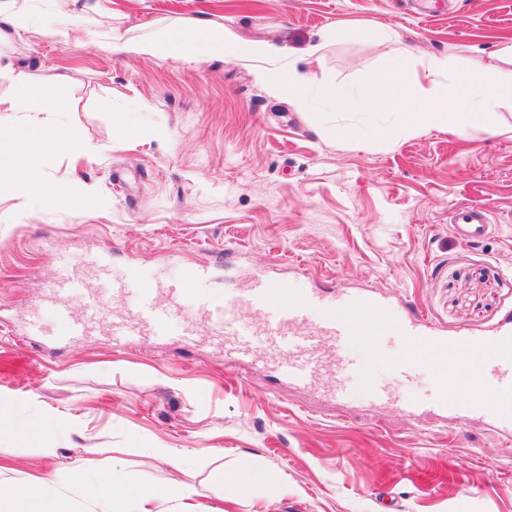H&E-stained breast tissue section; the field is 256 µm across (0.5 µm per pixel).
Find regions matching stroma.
I'll use <instances>...</instances> for the list:
<instances>
[{"instance_id":"stroma-1","label":"stroma","mask_w":512,"mask_h":512,"mask_svg":"<svg viewBox=\"0 0 512 512\" xmlns=\"http://www.w3.org/2000/svg\"><path fill=\"white\" fill-rule=\"evenodd\" d=\"M79 42L33 28L0 38L15 71L0 72V138L28 112L10 111L13 85L33 82L65 106L40 114L67 123L84 155L52 147L43 178L74 190L71 206L38 204L0 186V460L18 478L61 467L106 481L112 469L164 489L166 465L150 448L182 451L195 472L197 512H512V434L464 405L471 381L446 388L432 368L398 385L369 342L352 351L369 375L423 402L411 416L358 391L337 404L326 382L289 383L271 365L230 364L206 338L113 341L107 328L59 345L29 332L44 286L70 266L104 308L129 312L136 290L114 299L111 280L131 267L161 288L182 267L207 271L214 298L257 277L291 288L365 293L404 303L442 335L496 334L512 321V111L495 134L405 131L386 112L299 108L257 85L249 63L113 53L102 38L189 26L201 17L248 40L285 44L318 81L358 89L402 53L494 56L512 45V0H71ZM397 31L399 41L380 35ZM322 43L319 61L305 51ZM135 112L140 130H121ZM351 124L370 144L342 137ZM463 204L492 224L476 243L451 230ZM109 253L112 278L91 266ZM69 432L55 455L20 423ZM262 474L288 489L268 502L253 484L238 502L214 486L215 468Z\"/></svg>"}]
</instances>
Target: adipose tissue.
<instances>
[{
	"label": "adipose tissue",
	"instance_id": "obj_1",
	"mask_svg": "<svg viewBox=\"0 0 512 512\" xmlns=\"http://www.w3.org/2000/svg\"><path fill=\"white\" fill-rule=\"evenodd\" d=\"M111 40L113 51L118 53L163 54L187 61L212 57L253 61L258 84L275 95L291 93L302 107L321 101L342 112L356 98L350 91L309 82L293 67L285 72L267 69L262 59L288 54V47L243 40L231 29H216L207 19L197 20L189 28L171 27L159 39L149 34L129 38L115 32ZM421 69L423 79L418 82L410 80L401 65H393L373 76L357 99L369 111L396 114L407 130L437 129L457 135L477 128L493 131L494 113L501 108L512 109V46L491 59L474 60L465 66L452 57H432L422 61ZM50 145L77 155L83 151L67 125H16L9 142L0 143V182L36 200L46 199L65 207L72 202L71 194L46 181L31 163ZM152 453L171 470L161 493L150 485L131 482L122 471L115 470L106 483L87 495L80 478L48 468L42 470L35 488L17 485L8 494L16 505L15 512H162L163 499L182 504L193 499L196 489L183 454L157 446Z\"/></svg>",
	"mask_w": 512,
	"mask_h": 512
}]
</instances>
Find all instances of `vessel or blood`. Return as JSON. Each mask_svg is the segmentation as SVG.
<instances>
[{
	"label": "vessel or blood",
	"instance_id": "obj_1",
	"mask_svg": "<svg viewBox=\"0 0 512 512\" xmlns=\"http://www.w3.org/2000/svg\"><path fill=\"white\" fill-rule=\"evenodd\" d=\"M450 220L454 233L467 242L481 240L491 222L489 213L477 206L455 209ZM204 278L203 269L188 268L180 279L168 284V301L163 305L155 302L154 289L142 288L137 312L113 316V335L174 336L192 342L204 328L210 341L223 348L225 358L232 361L263 359L303 386L331 376L333 394L341 402L349 399L358 384L374 402L389 403L395 399L394 388L368 376L350 349L363 327L355 315L369 309L378 314L403 350L420 352L419 357L400 365L403 380H410L419 364L427 361L433 362L436 374L443 379L463 365L477 363L480 384L491 400L486 404L474 402V410L490 413L498 431L512 432V336H468L451 341L425 319H410L403 308L368 295L342 292L333 302L324 303L313 291L290 289L263 278L243 291L216 300L201 295ZM81 285V280L69 272L61 275L46 294L45 300L54 310L50 333L53 341L67 344L93 333L99 306L89 304L79 314L67 302ZM188 300L197 306L193 321L179 315L180 307ZM244 307L261 314L262 328L241 319Z\"/></svg>",
	"mask_w": 512,
	"mask_h": 512
}]
</instances>
